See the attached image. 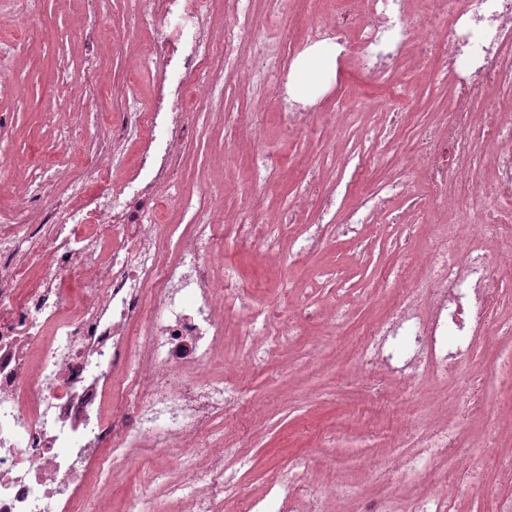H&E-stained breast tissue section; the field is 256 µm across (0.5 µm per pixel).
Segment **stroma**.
<instances>
[{"label":"stroma","instance_id":"35a3bbf8","mask_svg":"<svg viewBox=\"0 0 512 512\" xmlns=\"http://www.w3.org/2000/svg\"><path fill=\"white\" fill-rule=\"evenodd\" d=\"M123 5L97 8L95 22L77 42L61 33L76 16L87 14V0H32L36 23L24 42L16 44L8 64L12 95L0 98V158L31 160L58 153L68 161L64 144L71 129L95 132L98 101L80 95L62 82L60 63L77 73L106 71L115 97L131 95L151 106V88L140 79L127 88L125 70L136 57V40L124 22ZM433 57L413 56L385 84L364 78L353 59L337 57L317 98L336 94L360 106L351 123L328 128L324 135H288L277 119L279 97L255 93L238 83L217 110L197 113L182 157L181 180L170 189L174 206L212 191L227 222L252 214L277 224L288 214L306 187H325L340 177L345 158L368 162L365 180L387 178L420 186L417 145L437 112L448 107V85L427 79L437 70ZM397 91L413 105L410 126L390 120L383 102ZM282 161L283 166L261 183L250 178L256 151ZM388 221L365 224L358 235L329 230L317 251L295 257L292 237L305 236L307 227L293 225L291 237L279 242L280 261L250 247L244 240H225L218 261L231 268L247 288L248 308H273L281 324L292 326L290 341L264 361L253 364L240 345L247 310L224 320L222 374L241 379L235 408L219 422L224 445L240 449L252 460L239 469L225 457L224 472L241 490L263 498L271 476L289 460L302 457L314 487L331 493L351 486L350 497L335 500L334 512H358L363 500L393 495L408 499L415 493L437 494L443 475L455 472L445 459L430 462L426 478H397L380 469L407 442V427L432 424L438 417H455L471 399L495 402L493 418L500 425L497 447H485L479 424H468L462 437L470 457L479 460L487 484H494L500 462L512 461V388L500 376L504 347L487 340L476 358L453 381L429 375L405 386L357 365L354 328L386 314L399 286L400 272L421 278V255L436 246L434 222L413 223L407 198L390 200ZM318 307L320 315L304 320L303 304Z\"/></svg>","mask_w":512,"mask_h":512}]
</instances>
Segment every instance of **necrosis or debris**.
<instances>
[{
  "mask_svg": "<svg viewBox=\"0 0 512 512\" xmlns=\"http://www.w3.org/2000/svg\"><path fill=\"white\" fill-rule=\"evenodd\" d=\"M264 4L254 26L256 2ZM224 5V27L209 22ZM426 27L405 19L404 0H366L306 23L299 37L287 27L289 0H141L132 28L143 45V66L160 94L154 107L136 98L107 107L92 152L96 191L77 164L44 158L0 172L24 170L32 198L0 207V512H100L93 483H112L114 459L147 448L172 458L181 475L150 471L151 483L179 501L180 512H256L224 478V436L215 423L234 388L210 375L224 342V316L246 294L215 261L223 245L220 207L204 203L188 230L161 223L168 190L181 176L183 140L196 112L223 101L227 85L246 76L257 90L287 97L292 60L327 40L358 56L362 73L386 81L410 49L435 52L448 82V109L426 148L420 191L389 181L364 191L358 210L383 213L387 194H409L414 219L445 216L443 234L468 223L497 225L512 241V0H425ZM250 45L249 56L240 48ZM499 99H491L492 88ZM351 108L337 100L325 112L292 103L281 114L289 134L341 123ZM133 140L150 176L138 189L115 177L114 144ZM494 168L489 190L478 187ZM474 186L470 200L462 191ZM64 195H57V187ZM174 239L176 257L162 248ZM39 276L21 289L27 272ZM426 279L404 288L385 319L363 331L359 366L405 382L422 373L445 379L468 365L485 337L512 343V324L496 314L512 263H491L481 236L465 251L440 244L428 256ZM242 345L265 359L284 338L264 311L251 310ZM464 422L443 421L411 432L396 455L408 475L428 458L464 457ZM280 512H330L328 496L309 485L299 461L271 480ZM448 494L414 498L410 507L382 496L361 512H454Z\"/></svg>",
  "mask_w": 512,
  "mask_h": 512,
  "instance_id": "4bbe7bcc",
  "label": "necrosis or debris"
}]
</instances>
